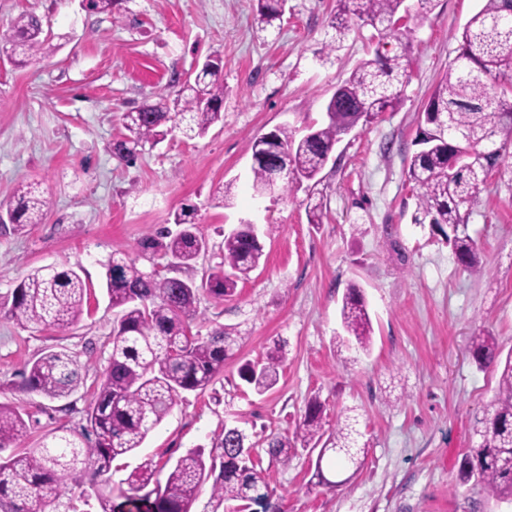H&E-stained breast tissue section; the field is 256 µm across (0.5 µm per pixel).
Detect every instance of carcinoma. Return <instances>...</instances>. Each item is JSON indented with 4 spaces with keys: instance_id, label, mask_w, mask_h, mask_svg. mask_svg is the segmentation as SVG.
Here are the masks:
<instances>
[{
    "instance_id": "carcinoma-1",
    "label": "carcinoma",
    "mask_w": 512,
    "mask_h": 512,
    "mask_svg": "<svg viewBox=\"0 0 512 512\" xmlns=\"http://www.w3.org/2000/svg\"><path fill=\"white\" fill-rule=\"evenodd\" d=\"M287 0H257L256 21L263 30L276 28L283 19ZM336 0L329 27L335 31L328 44L336 51L351 31L370 26L371 38H391L397 51L388 55L377 49L336 87L326 106V118L297 137L286 126L274 129L280 153H261L252 145L254 190L268 184L269 166L277 157L288 170L283 191L311 183L307 195L308 223L320 224L323 199H315L319 174L331 146L359 123L381 112L395 111L409 82V29L399 21H424L435 0ZM479 9L461 32L459 52L436 84L418 124L415 144L420 146L410 161L408 180L418 188L414 222H428L448 230L446 242L467 271L487 273L476 242L467 233L471 205L485 187L491 172L501 168L512 148V0H480ZM42 24L24 13L11 25V53L25 65L43 49ZM224 82L206 68L186 81L174 101L178 111L164 103L147 105L123 114L128 131L114 144L120 158L131 160L145 145L165 139L171 128L184 136H201L221 118ZM49 201L30 184L20 186L7 205L12 229L43 223ZM174 233H159L138 243L143 256L160 255L180 269L193 267L208 248L197 230L196 211L175 213ZM224 261L197 281L174 278L138 265L127 250H116L106 265V290L117 322L112 329V353L108 367L86 407V425L51 437L38 448L13 450L28 435L29 422L16 407L0 403V512H79L75 486L88 485L96 494L99 512H112V463L141 447L148 434L169 414L185 392L205 390L223 373L224 362L235 355L242 337L217 326L206 335L194 333L200 297L219 303L235 294L238 282L250 277L264 257V244L253 224H239L224 234ZM90 285L72 267L47 265L28 274L12 293L5 316L24 328L66 329L88 309ZM343 333L337 343L368 352L372 323L360 287L353 284L340 308ZM471 351L481 367L500 371L491 412L474 429L479 442L460 466V482L471 480L500 501L512 502V352L500 360L494 336L478 330L471 336ZM286 361L281 343L267 351L265 359L245 362L239 378L256 394L273 389ZM83 385L80 366L69 354L48 352L25 370V386L55 399L67 397ZM353 418L329 431L324 429L322 405L314 400L294 440L268 439L270 461L282 466L292 460L301 445L318 451L315 477L326 481L322 462L329 458L338 471L357 473L364 448ZM10 451L6 457L5 451ZM213 480L205 512H220L227 502L247 509L262 504L265 483L250 455L248 435L236 426L224 427L210 452L188 450L169 468L165 481L156 468L145 464L127 479L128 491L153 498V512H192L202 485Z\"/></svg>"
}]
</instances>
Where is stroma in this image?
<instances>
[{"mask_svg": "<svg viewBox=\"0 0 512 512\" xmlns=\"http://www.w3.org/2000/svg\"><path fill=\"white\" fill-rule=\"evenodd\" d=\"M479 0H437L411 32L412 77L401 105L345 137L320 174L322 223H309L298 189L266 206L253 198L254 140L280 125L305 134L321 122L338 84L371 58V28L349 32L328 52L336 0H288L280 31H258L256 0H113L108 12L87 0H0V204L19 184L38 185L50 205L43 223L0 230V304L36 268L78 270L92 289L88 314L66 330L24 328L0 315V402L28 412L25 447L58 428L85 424L87 393L111 351L114 313L104 288L113 251L133 249L195 206L208 251L193 278L223 260L225 232L241 220L265 230V260L234 296L201 298L193 330L221 325L242 343L202 393L182 394L141 448L115 460L112 483L137 467L192 448H211L225 425L251 442L293 435L311 399L326 429L355 410L366 445L360 472L341 486L312 482L316 457L298 449L288 466L264 467L267 512H512V503L460 484L473 430L494 399L498 374L470 354L475 329L512 351V158L472 207L468 232L488 272L458 264L441 233L415 223L416 190L407 180L417 121L456 56L460 33ZM32 12L48 41L38 60L10 57L11 20ZM218 59L224 118L200 137L171 132L134 161L119 159L122 116L173 102L206 58ZM233 183L232 206L215 198ZM365 292L370 353L336 347L339 308L350 284ZM286 344L279 382L266 394L246 388L242 361ZM76 356L84 384L51 400L28 391L23 372L47 351Z\"/></svg>", "mask_w": 512, "mask_h": 512, "instance_id": "obj_1", "label": "stroma"}]
</instances>
